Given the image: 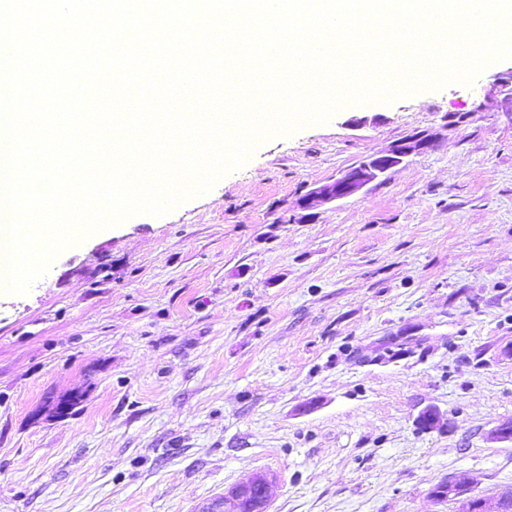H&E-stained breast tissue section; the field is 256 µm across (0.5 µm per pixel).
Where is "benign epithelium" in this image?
<instances>
[{
    "label": "benign epithelium",
    "mask_w": 512,
    "mask_h": 512,
    "mask_svg": "<svg viewBox=\"0 0 512 512\" xmlns=\"http://www.w3.org/2000/svg\"><path fill=\"white\" fill-rule=\"evenodd\" d=\"M434 145V137L426 133L408 135L390 145L385 151L370 155L347 169L340 177L315 186L299 200L303 212L313 211L327 203L351 196L377 180L387 171L401 165L411 156L421 154ZM250 482H245L224 497L219 507L209 512H267V499L251 497ZM437 497L458 505L457 512H501L499 500L474 494L472 488L457 479L448 478Z\"/></svg>",
    "instance_id": "benign-epithelium-1"
}]
</instances>
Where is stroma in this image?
Here are the masks:
<instances>
[{
	"label": "stroma",
	"instance_id": "stroma-1",
	"mask_svg": "<svg viewBox=\"0 0 512 512\" xmlns=\"http://www.w3.org/2000/svg\"><path fill=\"white\" fill-rule=\"evenodd\" d=\"M508 71L270 134L0 291V512H202L258 475L268 512L512 491V442L488 438L512 421ZM416 132L433 148L302 219L310 188Z\"/></svg>",
	"mask_w": 512,
	"mask_h": 512
}]
</instances>
